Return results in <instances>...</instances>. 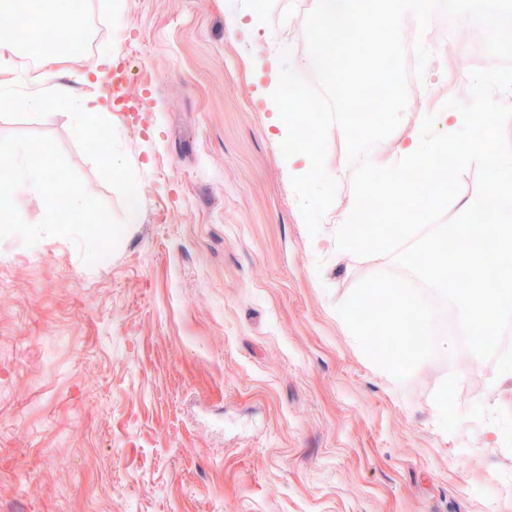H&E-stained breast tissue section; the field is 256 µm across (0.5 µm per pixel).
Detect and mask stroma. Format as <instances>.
I'll use <instances>...</instances> for the list:
<instances>
[{
	"instance_id": "obj_1",
	"label": "stroma",
	"mask_w": 512,
	"mask_h": 512,
	"mask_svg": "<svg viewBox=\"0 0 512 512\" xmlns=\"http://www.w3.org/2000/svg\"><path fill=\"white\" fill-rule=\"evenodd\" d=\"M316 2L88 0L89 45L57 69L109 112L141 220L91 266L64 237L0 239V512H512V377L452 336L391 383L337 315L397 266L336 252L353 196L339 127L325 193L281 164L259 88L282 50L306 55ZM451 29L478 32L438 14L424 46ZM104 56L143 111L114 107L110 77L83 84ZM479 66L432 50L406 129L469 101ZM14 134L52 137L123 218L67 113L0 118Z\"/></svg>"
}]
</instances>
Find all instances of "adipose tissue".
<instances>
[{
  "mask_svg": "<svg viewBox=\"0 0 512 512\" xmlns=\"http://www.w3.org/2000/svg\"><path fill=\"white\" fill-rule=\"evenodd\" d=\"M40 82V89L21 97L1 88L0 109H8L20 103L27 108L36 110L49 105L75 102L79 105V111L74 115L79 133L90 137L101 136L104 126L101 122L99 107L93 96L87 95L81 101H74L71 89L60 83L57 73L49 68L41 74Z\"/></svg>",
  "mask_w": 512,
  "mask_h": 512,
  "instance_id": "obj_1",
  "label": "adipose tissue"
}]
</instances>
